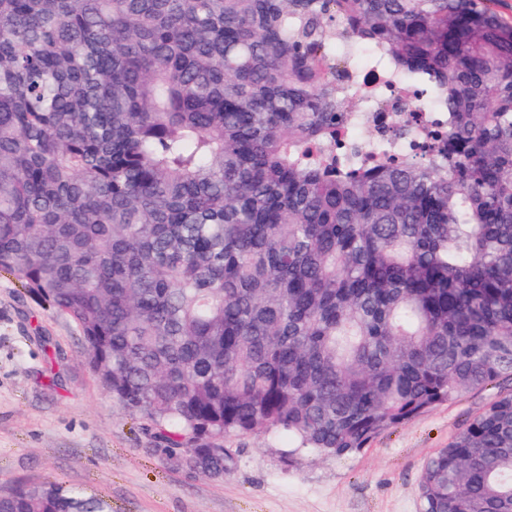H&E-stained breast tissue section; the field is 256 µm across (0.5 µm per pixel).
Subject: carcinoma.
Segmentation results:
<instances>
[{"mask_svg":"<svg viewBox=\"0 0 512 512\" xmlns=\"http://www.w3.org/2000/svg\"><path fill=\"white\" fill-rule=\"evenodd\" d=\"M379 47L448 131L354 172L323 46ZM67 315L164 454L345 457L512 379V24L489 0H0V272ZM420 512H512V392ZM0 512H112L54 481Z\"/></svg>","mask_w":512,"mask_h":512,"instance_id":"cac0c4a2","label":"carcinoma"}]
</instances>
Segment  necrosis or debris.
<instances>
[{"label": "necrosis or debris", "instance_id": "obj_1", "mask_svg": "<svg viewBox=\"0 0 512 512\" xmlns=\"http://www.w3.org/2000/svg\"><path fill=\"white\" fill-rule=\"evenodd\" d=\"M345 72L365 101L364 110L348 120L339 147L353 166H360L372 155L410 156L430 139L436 124L448 121L447 113L423 108L425 95L416 84L397 76L385 77L378 56L364 64H346Z\"/></svg>", "mask_w": 512, "mask_h": 512}]
</instances>
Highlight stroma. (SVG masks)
<instances>
[{
  "label": "stroma",
  "instance_id": "obj_1",
  "mask_svg": "<svg viewBox=\"0 0 512 512\" xmlns=\"http://www.w3.org/2000/svg\"><path fill=\"white\" fill-rule=\"evenodd\" d=\"M475 389L343 458L287 464L288 443L226 437L219 478L171 466L145 422L112 397L75 324L0 272V489L46 480L86 488L112 512H419L426 459L489 402Z\"/></svg>",
  "mask_w": 512,
  "mask_h": 512
}]
</instances>
